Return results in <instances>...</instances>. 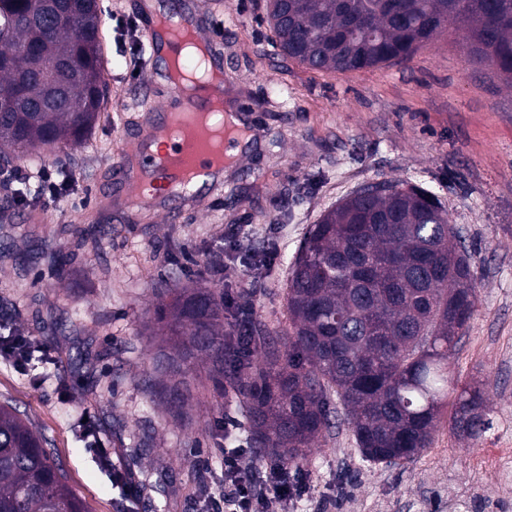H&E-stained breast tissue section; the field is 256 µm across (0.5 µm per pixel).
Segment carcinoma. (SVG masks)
Instances as JSON below:
<instances>
[{"instance_id":"1","label":"carcinoma","mask_w":512,"mask_h":512,"mask_svg":"<svg viewBox=\"0 0 512 512\" xmlns=\"http://www.w3.org/2000/svg\"><path fill=\"white\" fill-rule=\"evenodd\" d=\"M267 23L290 60L345 73L401 63L448 26L469 57L512 84V0H269ZM98 7L92 0H0V221L46 203L15 193V161L91 132L106 87ZM70 254L48 256L50 275ZM478 301L471 255L448 209L424 187L364 184L322 212L307 232L287 283L285 340L249 322L237 338L224 289L201 276L170 292L157 331L172 343L153 382L183 413L193 378L183 365L210 361L218 394L242 398L252 453L300 467L306 450L341 424L362 459L406 464L432 445L440 413L449 430L478 439L489 428L483 391L461 386L451 358ZM264 348L255 365L244 345ZM46 440L0 404V512H87Z\"/></svg>"}]
</instances>
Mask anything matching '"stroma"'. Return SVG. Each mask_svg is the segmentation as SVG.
Returning a JSON list of instances; mask_svg holds the SVG:
<instances>
[{
    "label": "stroma",
    "instance_id": "1",
    "mask_svg": "<svg viewBox=\"0 0 512 512\" xmlns=\"http://www.w3.org/2000/svg\"><path fill=\"white\" fill-rule=\"evenodd\" d=\"M224 22V70L262 105L257 141L224 170L223 195L160 213L114 217L101 198L119 182L106 166L134 131L143 97L125 58L134 28L102 22L107 96L90 137L71 154L77 181L44 222L17 211L0 226V316L49 345L51 376L39 383L0 359V403L9 402L45 438L88 512H197L198 472L221 473L225 424L245 438L243 403L211 382L193 386L174 419L148 386L162 352L152 327L156 296L195 280L224 232L239 225L241 305L272 333L288 331L287 278L311 224L358 185L397 180L445 201L477 277L478 303L452 362L460 385L480 384L490 428L462 440L440 424L433 444L404 465L363 461L348 427L311 448L301 469L312 481L290 507L267 512H512L504 486L477 477L480 460L512 441V88L494 67L469 63L448 29L406 64L340 74L288 60L266 22V0H199ZM70 253L61 277L47 256ZM277 251L271 273L252 280L253 254ZM52 309L53 335L41 331ZM96 422L111 453L104 466L77 423Z\"/></svg>",
    "mask_w": 512,
    "mask_h": 512
}]
</instances>
